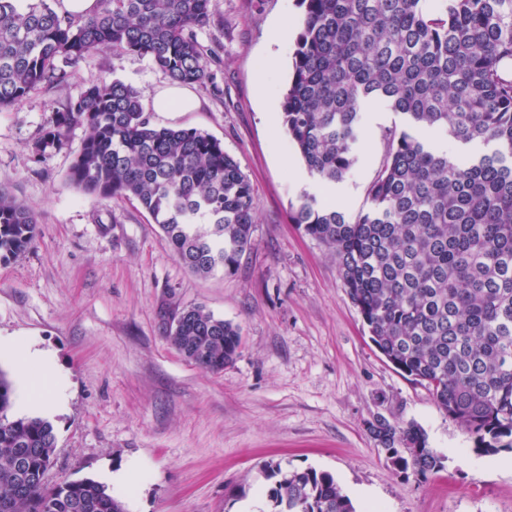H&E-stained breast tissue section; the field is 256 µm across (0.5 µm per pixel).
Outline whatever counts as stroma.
<instances>
[{
	"mask_svg": "<svg viewBox=\"0 0 512 512\" xmlns=\"http://www.w3.org/2000/svg\"><path fill=\"white\" fill-rule=\"evenodd\" d=\"M287 14L301 18L298 0H214L216 22L199 34L220 57L213 83L190 86L195 111L150 115L158 127L209 133L250 179L256 222L233 272L193 275L137 201L73 187L83 129L68 149L35 156L51 110L90 77L131 84L149 108L170 80L148 58L105 50L0 110V186L38 219L29 248L0 263V336L38 340L66 383L48 482H99L133 463L137 481L111 491L126 512H266L261 467L273 461L330 473L357 512H512V451L475 450L429 390L380 353L331 249L291 219L306 194L352 215L366 209L382 133L405 117L371 105L350 175L322 185L282 126L296 41L271 32ZM270 57L277 64L264 69ZM193 305L241 329L240 353L221 373L185 361L167 340ZM379 415L420 425L442 469L398 474L367 430Z\"/></svg>",
	"mask_w": 512,
	"mask_h": 512,
	"instance_id": "35a3bbf8",
	"label": "stroma"
}]
</instances>
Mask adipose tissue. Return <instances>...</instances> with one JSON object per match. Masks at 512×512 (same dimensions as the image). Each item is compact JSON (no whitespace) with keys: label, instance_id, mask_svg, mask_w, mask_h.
Returning <instances> with one entry per match:
<instances>
[{"label":"adipose tissue","instance_id":"adipose-tissue-1","mask_svg":"<svg viewBox=\"0 0 512 512\" xmlns=\"http://www.w3.org/2000/svg\"><path fill=\"white\" fill-rule=\"evenodd\" d=\"M2 361L14 369L21 408L46 414L62 408L66 394L57 382L58 369L50 354L35 339L0 340Z\"/></svg>","mask_w":512,"mask_h":512}]
</instances>
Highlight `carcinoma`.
Returning <instances> with one entry per match:
<instances>
[{
  "label": "carcinoma",
  "instance_id": "obj_1",
  "mask_svg": "<svg viewBox=\"0 0 512 512\" xmlns=\"http://www.w3.org/2000/svg\"><path fill=\"white\" fill-rule=\"evenodd\" d=\"M73 18L48 0H0V109L41 84L67 81L110 49L146 57L180 85L212 80L218 62L198 31L213 0H96ZM304 8L282 125L309 172L343 181L373 103L407 117L385 131V160L367 188L370 207L350 216L303 195L292 220L332 249L346 293L371 341L426 385L437 406L485 454L512 450V0H299ZM141 92L90 78L52 110L35 144L45 159L85 136L70 182L100 199H134L178 261L209 276L236 269L255 223L254 189L224 145L195 128L157 127ZM493 142L461 160L424 136ZM34 213L0 187V263L24 253ZM189 363L219 374L239 354V326L201 306L181 312L168 336ZM12 385L0 370V512H125L92 479L50 486L57 436L41 417L10 420ZM400 474L442 467L416 424L368 425ZM27 460L30 474L19 467ZM267 512H356L335 478L265 465Z\"/></svg>",
  "mask_w": 512,
  "mask_h": 512
}]
</instances>
